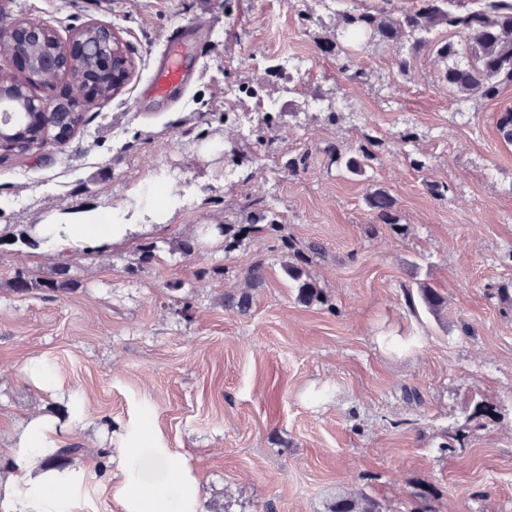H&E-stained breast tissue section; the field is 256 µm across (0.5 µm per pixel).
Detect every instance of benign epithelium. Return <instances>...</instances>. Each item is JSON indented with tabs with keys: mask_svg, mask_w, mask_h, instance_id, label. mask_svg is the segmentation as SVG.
I'll list each match as a JSON object with an SVG mask.
<instances>
[{
	"mask_svg": "<svg viewBox=\"0 0 512 512\" xmlns=\"http://www.w3.org/2000/svg\"><path fill=\"white\" fill-rule=\"evenodd\" d=\"M55 36V28L44 21L0 22V54L20 64V73L0 74V109L9 104L35 131L24 140L1 130V151L70 141L91 101L109 100L125 87L134 63L115 27L89 22L59 45ZM37 86L56 93L43 99L34 93Z\"/></svg>",
	"mask_w": 512,
	"mask_h": 512,
	"instance_id": "1",
	"label": "benign epithelium"
}]
</instances>
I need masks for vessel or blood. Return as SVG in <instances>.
<instances>
[{
  "mask_svg": "<svg viewBox=\"0 0 512 512\" xmlns=\"http://www.w3.org/2000/svg\"><path fill=\"white\" fill-rule=\"evenodd\" d=\"M203 55L204 45L195 41L191 26L169 30L165 36L162 62L155 69L149 84L151 92L158 97L176 93L193 72L192 58Z\"/></svg>",
  "mask_w": 512,
  "mask_h": 512,
  "instance_id": "b4317fda",
  "label": "vessel or blood"
}]
</instances>
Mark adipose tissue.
Wrapping results in <instances>:
<instances>
[{
  "label": "adipose tissue",
  "instance_id": "ef3b65f1",
  "mask_svg": "<svg viewBox=\"0 0 512 512\" xmlns=\"http://www.w3.org/2000/svg\"><path fill=\"white\" fill-rule=\"evenodd\" d=\"M155 188L164 198L158 206L140 207L120 200L110 215L87 208L68 213L50 223L40 225L37 237L44 250H84L123 242L132 234L144 231L146 226L163 224L172 218L180 199L176 184L162 177L155 178ZM59 431L55 424L43 417L30 420L24 427L19 445L29 451L19 465L18 477L33 491L32 496L18 497L11 487L0 490V497L8 502L11 512H32L37 498L48 500L63 496L72 481L70 471L45 469L41 451L55 447ZM157 463L162 471L159 478L145 480L140 468H133L134 486H145V496L128 500L127 512H194L198 503L196 482L167 456L161 453Z\"/></svg>",
  "mask_w": 512,
  "mask_h": 512
}]
</instances>
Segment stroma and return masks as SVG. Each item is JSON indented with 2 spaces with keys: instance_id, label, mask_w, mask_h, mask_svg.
<instances>
[{
  "instance_id": "stroma-1",
  "label": "stroma",
  "mask_w": 512,
  "mask_h": 512,
  "mask_svg": "<svg viewBox=\"0 0 512 512\" xmlns=\"http://www.w3.org/2000/svg\"><path fill=\"white\" fill-rule=\"evenodd\" d=\"M304 11L320 25L302 28ZM17 16L64 38L112 25L135 68L69 143L0 154V478L17 472L21 426L51 417L61 445L85 450L53 462L74 473L63 512H124L125 439L146 418L197 479L202 512H327L360 489L384 512H414L418 485L434 491L428 512H512V307L496 294L512 283V145L497 127L512 85L466 98L449 93L436 55L402 76L395 47L372 45L356 55L372 84L345 85L318 48L336 28L323 0H5L0 19ZM185 24L209 44L193 80L177 102L146 96L165 34ZM341 98L343 121L327 125L322 105ZM262 109L290 115L272 156L250 163L249 180L225 176V113ZM366 132L383 146L364 174L328 165L329 143L354 147ZM305 149L308 169L288 175L282 156ZM411 152L428 168L413 169ZM154 174L185 200L148 237L70 254L14 240L58 214L108 210ZM432 182L447 184L445 199ZM379 187L396 223L366 204ZM249 197L273 199L300 245L324 246L309 273L327 304L298 302L274 240L225 250L216 227ZM187 238L189 256L176 248ZM147 242L155 257L136 268ZM258 260L266 276L251 289ZM61 269L73 290L9 288L16 272L46 282ZM421 282L447 297L441 317L408 308ZM245 290L247 313L225 309ZM34 360L54 387L26 374ZM478 402L493 416L471 419Z\"/></svg>"
}]
</instances>
